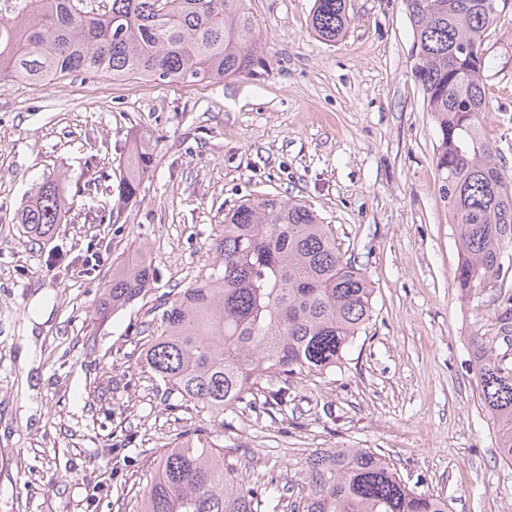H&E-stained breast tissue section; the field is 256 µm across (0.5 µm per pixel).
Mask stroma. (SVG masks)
<instances>
[{
	"label": "stroma",
	"instance_id": "1",
	"mask_svg": "<svg viewBox=\"0 0 512 512\" xmlns=\"http://www.w3.org/2000/svg\"><path fill=\"white\" fill-rule=\"evenodd\" d=\"M313 4L253 0L265 65L252 78L0 83V512H128L144 471L201 426L136 363L163 296L214 262L225 209L266 194L333 225L375 288L374 313L341 367L225 412L224 445L243 478L297 486L304 451L369 448L450 512H512V465L470 362L497 303L453 285L455 231L404 0H349L333 44L311 31ZM484 48L485 131L512 175V0ZM137 137L150 142L153 174L121 208L119 165ZM48 177L65 183L69 204L53 237L35 241L14 215ZM138 247L159 269L153 290L96 315L113 260ZM42 307L28 396L20 341ZM30 405L38 418L27 427Z\"/></svg>",
	"mask_w": 512,
	"mask_h": 512
}]
</instances>
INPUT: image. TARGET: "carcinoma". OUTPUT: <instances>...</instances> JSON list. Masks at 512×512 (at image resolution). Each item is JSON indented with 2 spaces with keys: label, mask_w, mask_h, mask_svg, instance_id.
<instances>
[{
  "label": "carcinoma",
  "mask_w": 512,
  "mask_h": 512,
  "mask_svg": "<svg viewBox=\"0 0 512 512\" xmlns=\"http://www.w3.org/2000/svg\"><path fill=\"white\" fill-rule=\"evenodd\" d=\"M0 19V80L40 84L73 73L140 78L156 84H211L254 76L262 64L252 0H109L102 13L78 0H24ZM348 0H315L311 28L327 43L344 35ZM508 0H405L414 70L437 130L441 194L456 233L454 282L462 298L499 292L492 336L471 341L480 405L499 455L512 464V291L503 254L512 253V177L484 131L485 33ZM141 142L119 188L137 196L152 173ZM67 195L46 179L16 216L34 240L60 223ZM207 272L160 303L140 369L189 402L205 426L188 430L143 474L131 512H280L289 487L244 481L224 454V411L257 406L271 384L282 394L303 374L342 363L367 330L374 288L345 257L335 229L304 203L244 199L224 213ZM159 270L141 248L112 263L97 303L104 316L145 296ZM506 352L496 351V344ZM302 492L292 512H449L448 500L410 489L384 455L367 448L305 454Z\"/></svg>",
  "instance_id": "cac0c4a2"
}]
</instances>
